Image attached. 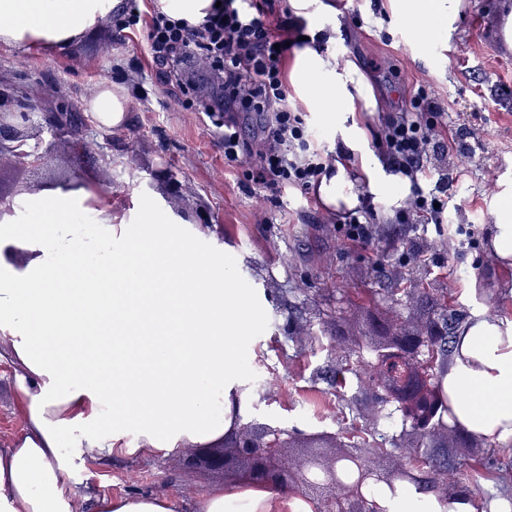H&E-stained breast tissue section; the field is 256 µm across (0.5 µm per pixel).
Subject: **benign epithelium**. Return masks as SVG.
I'll return each mask as SVG.
<instances>
[{
  "mask_svg": "<svg viewBox=\"0 0 512 512\" xmlns=\"http://www.w3.org/2000/svg\"><path fill=\"white\" fill-rule=\"evenodd\" d=\"M0 171L33 173L68 136L61 126L53 127L51 114L37 122L32 114L39 105L28 99L9 96L0 102ZM32 189L14 187L5 194L0 190V210H9L15 199ZM383 337L375 356V390L396 404L410 427V432L425 437L441 434L448 447L452 427L429 411L435 387L425 372L426 353L436 343L439 333L410 335L393 332L390 325L379 324ZM198 461L206 468L224 471V479L261 484L271 489L308 496L324 507V512H373L365 494L368 482L391 485L413 477L415 463L412 449L404 448L395 459L371 456L353 448L336 446V440L317 435L300 446H290L281 433L269 426L252 422L242 425L235 436L224 440L222 448H204ZM430 490L438 498L451 502L460 492L456 481L438 479Z\"/></svg>",
  "mask_w": 512,
  "mask_h": 512,
  "instance_id": "benign-epithelium-1",
  "label": "benign epithelium"
}]
</instances>
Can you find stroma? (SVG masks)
I'll use <instances>...</instances> for the list:
<instances>
[{
	"label": "stroma",
	"instance_id": "stroma-1",
	"mask_svg": "<svg viewBox=\"0 0 512 512\" xmlns=\"http://www.w3.org/2000/svg\"><path fill=\"white\" fill-rule=\"evenodd\" d=\"M337 12L332 49L368 78L378 108L370 131L401 111L419 88L451 113L455 138H468V158L433 157L415 190H442L441 220L415 215L393 224L371 204L374 241L349 242L315 193L261 188L246 167L224 162V140L204 114L180 107L176 87L156 81L147 67L145 40L116 38L104 18L84 40L36 54L0 45V88L39 102L43 111L79 118L76 139L83 155L62 144L48 159L44 180L65 181L75 193L94 190L112 200L114 217L128 223L151 207L180 225L194 250L235 262L260 323L245 340L246 382L253 404L242 419L260 417L282 428L288 440L334 435L357 444L361 431L386 435L397 455L401 414L360 384L369 376L372 322L386 318L391 299L381 298L384 276L398 268L419 294H451L466 316L496 312L512 320V266H501L489 241L488 209L502 180H512V46L503 28L512 0H463L440 54L419 53L402 23L386 12L387 0H333ZM119 87L142 82L146 98H128L124 123L96 125L86 110L95 82ZM0 343V443L13 444L25 427L17 402V369ZM341 371L336 387L326 370ZM187 445L168 454L142 449L131 456L88 458L80 489L89 495L157 493L190 508L205 491L224 486L223 474L194 465ZM512 442L485 447L478 457L492 473L485 497L512 496V473L501 468Z\"/></svg>",
	"mask_w": 512,
	"mask_h": 512
}]
</instances>
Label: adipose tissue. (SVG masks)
<instances>
[{"mask_svg": "<svg viewBox=\"0 0 512 512\" xmlns=\"http://www.w3.org/2000/svg\"><path fill=\"white\" fill-rule=\"evenodd\" d=\"M307 41L294 47L288 84L331 142L359 162L369 193L393 216L411 189L386 173L367 147L361 113L377 110L364 73L312 37L336 9L327 0H290ZM113 0H0V43L43 49L91 33ZM422 47L436 43L461 0H389ZM97 126L125 120L119 87L99 80L86 101ZM318 197L330 211L353 209L360 191L333 162ZM100 223L77 222L84 199L65 192L28 200L16 223L0 225V341L19 369L26 431L0 447V512H79L73 490L88 457L121 455L136 432L155 451L223 440L249 401L239 343L259 319L233 261L188 248L179 225L146 211L113 224L96 198ZM493 255L512 264V189L491 202ZM25 252L28 263L16 255ZM440 384L467 432L512 441V321L478 313L459 329ZM379 512H474L447 507L430 491L399 481L368 487ZM93 512H181L168 496L96 497ZM194 512H314L304 497L260 485L212 488Z\"/></svg>", "mask_w": 512, "mask_h": 512, "instance_id": "1", "label": "adipose tissue"}]
</instances>
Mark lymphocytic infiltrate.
Here are the masks:
<instances>
[{
	"label": "lymphocytic infiltrate",
	"mask_w": 512,
	"mask_h": 512,
	"mask_svg": "<svg viewBox=\"0 0 512 512\" xmlns=\"http://www.w3.org/2000/svg\"><path fill=\"white\" fill-rule=\"evenodd\" d=\"M112 20L119 36L144 31L155 77L179 88L185 109L205 113L224 137L227 165L254 163L258 184L303 193L327 173L330 156L312 145L304 113L286 102L284 61L301 29L277 0H221L195 25L172 19L154 0H122ZM445 117L420 91L384 120L376 143L394 173L416 178L446 150L434 131Z\"/></svg>",
	"instance_id": "1"
}]
</instances>
